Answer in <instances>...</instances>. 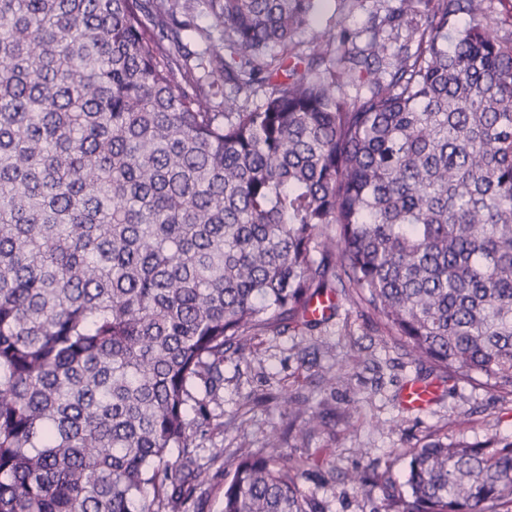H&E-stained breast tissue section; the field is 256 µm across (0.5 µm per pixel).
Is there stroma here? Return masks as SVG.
I'll use <instances>...</instances> for the list:
<instances>
[{"mask_svg":"<svg viewBox=\"0 0 512 512\" xmlns=\"http://www.w3.org/2000/svg\"><path fill=\"white\" fill-rule=\"evenodd\" d=\"M199 27L183 43L196 53L222 44L204 0H188ZM396 0H319L298 41L308 42L327 26L361 30L370 15H385ZM333 315L309 330L264 332L244 352L224 359V386L206 423L191 426L201 477L189 512H221L224 482L239 449L265 448L281 437L284 457L305 462L301 489L315 495L326 512H375L379 489L365 493L347 475L353 470L391 471L403 477L410 449L434 440L472 445L512 439V392L449 381L415 361L386 336L365 307L336 291ZM433 385L437 399L421 410L407 409L406 383ZM306 413L323 411L325 422L307 439L296 433Z\"/></svg>","mask_w":512,"mask_h":512,"instance_id":"1","label":"stroma"}]
</instances>
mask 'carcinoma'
Listing matches in <instances>:
<instances>
[{
    "mask_svg": "<svg viewBox=\"0 0 512 512\" xmlns=\"http://www.w3.org/2000/svg\"><path fill=\"white\" fill-rule=\"evenodd\" d=\"M317 2L208 0L206 57L179 0H0V512H187L171 453L226 352L317 325L334 284L512 392V33L485 0H399L363 47L297 52ZM279 445L238 452L224 512H324ZM408 456L348 479L383 512H512V441ZM205 0H188L190 4V12L194 16L196 24L203 29L206 33L210 34V39H206V35L200 36L196 32H190L183 43L186 45L187 50L196 53H202L206 49H218L221 47V29L215 26L214 20L207 11Z\"/></svg>",
    "mask_w": 512,
    "mask_h": 512,
    "instance_id": "1",
    "label": "carcinoma"
}]
</instances>
